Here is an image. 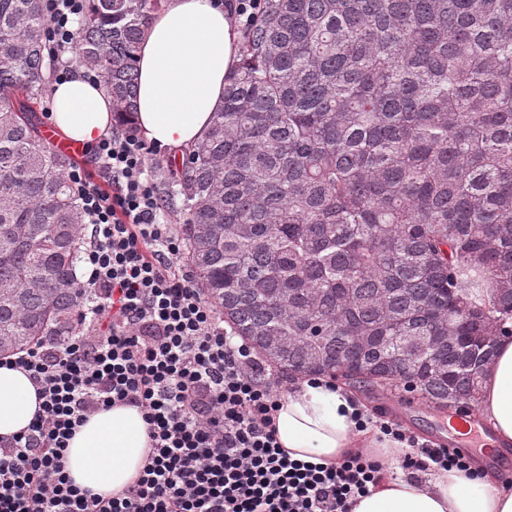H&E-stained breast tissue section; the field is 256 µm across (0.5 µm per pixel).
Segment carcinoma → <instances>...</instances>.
Instances as JSON below:
<instances>
[{"label":"carcinoma","instance_id":"1","mask_svg":"<svg viewBox=\"0 0 512 512\" xmlns=\"http://www.w3.org/2000/svg\"><path fill=\"white\" fill-rule=\"evenodd\" d=\"M160 3L87 0L73 29L124 126ZM49 51L42 0H0V358L87 301L70 161L30 108ZM162 174L198 287L260 359L475 409L512 323V0H266Z\"/></svg>","mask_w":512,"mask_h":512}]
</instances>
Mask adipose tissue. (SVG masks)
I'll list each match as a JSON object with an SVG mask.
<instances>
[{
    "label": "adipose tissue",
    "instance_id": "obj_1",
    "mask_svg": "<svg viewBox=\"0 0 512 512\" xmlns=\"http://www.w3.org/2000/svg\"><path fill=\"white\" fill-rule=\"evenodd\" d=\"M236 59L234 22L223 0H165L152 12L137 52L141 134L170 152L200 140L224 104ZM52 122L64 138L96 144L112 125V98L103 83L73 70L53 86ZM41 403L27 372L0 365V437L27 429ZM361 415L354 397L329 378L298 380L280 397L277 440L291 458L304 461H333L358 450L376 455L384 473L351 512H512V486L495 473L398 470L399 442L363 430ZM477 421L488 429L487 455L512 450V336L499 337L484 372ZM148 446L139 409L115 405L77 428L67 471L81 488L119 492L138 477Z\"/></svg>",
    "mask_w": 512,
    "mask_h": 512
}]
</instances>
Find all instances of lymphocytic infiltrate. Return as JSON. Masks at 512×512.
<instances>
[{"label": "lymphocytic infiltrate", "mask_w": 512, "mask_h": 512, "mask_svg": "<svg viewBox=\"0 0 512 512\" xmlns=\"http://www.w3.org/2000/svg\"><path fill=\"white\" fill-rule=\"evenodd\" d=\"M85 0H43L48 40L68 48ZM97 171L69 172L91 228L82 260L94 305L80 332L46 336L8 356L40 386L42 410L23 433L0 439V512H349L383 470L354 454L314 463L288 457L273 415L280 392L251 348L177 266L183 237L161 218L148 175L158 146L134 130L91 149ZM115 404L140 409L149 452L120 493L94 495L65 468L75 429ZM374 427L406 442V471L464 468L465 457Z\"/></svg>", "instance_id": "lymphocytic-infiltrate-1"}]
</instances>
